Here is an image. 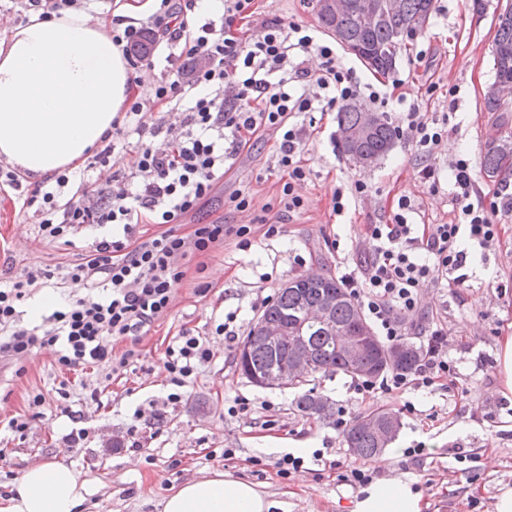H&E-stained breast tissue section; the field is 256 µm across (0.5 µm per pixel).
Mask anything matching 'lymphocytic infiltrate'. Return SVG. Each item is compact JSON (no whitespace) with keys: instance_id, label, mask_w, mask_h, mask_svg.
Masks as SVG:
<instances>
[{"instance_id":"obj_1","label":"lymphocytic infiltrate","mask_w":512,"mask_h":512,"mask_svg":"<svg viewBox=\"0 0 512 512\" xmlns=\"http://www.w3.org/2000/svg\"><path fill=\"white\" fill-rule=\"evenodd\" d=\"M158 2L146 20L113 29V41L128 47L149 31L179 45L195 67L187 84L172 74L161 75L134 94L124 116L113 121L112 139L96 153L95 162L110 166L117 142L137 135L128 176L69 196L68 174H55L53 184L28 191L15 171L0 170V188L15 191L21 209L36 216L43 238H63L83 224L116 228L112 239L97 242L83 262L66 268L65 277L86 281L89 291L54 311L48 327L22 325L19 306L33 287L52 280L50 271L30 268L0 285V360L48 346L62 367L100 364L115 373L124 370L135 362L137 351L113 356L106 337L146 334L170 308L185 276L183 259L191 252L210 251L231 232L221 224H198L186 236L164 232L140 242L135 238L137 225L180 223L223 179L229 152L268 130L279 136L278 163L288 175L278 207L285 213L301 209L303 199L296 187L307 177L301 161L306 126L298 122V115L324 113L336 103L364 95L379 98L378 92H365L352 71L340 65L335 45L305 26L272 23L247 40L237 38L234 26L249 18L253 0H224L217 20L195 14L196 0H185L179 7L172 0ZM313 53L321 63L312 73L304 62ZM179 105L185 108L179 126L162 120L148 130L141 126L145 110ZM406 120L411 141L423 156L432 155L448 134L447 120L414 111ZM161 132L170 138L171 151L161 153L151 146V137ZM449 170L452 199L459 209L457 223H411L408 215L414 207L409 198H399L393 223L365 227L370 259L343 276L351 296L387 342L402 340L408 321L420 316L426 288L467 281L468 245L494 247L502 230L497 217L512 211V200L492 209L473 203L477 187L467 160L450 163ZM231 233L238 237L239 248H250L249 226ZM212 359L207 337L189 329L175 336L165 350L174 387L168 403L179 402L182 388ZM454 371L447 333L438 325L426 330L421 360L412 371L391 373L377 383L361 381L355 392L366 399L427 388Z\"/></svg>"}]
</instances>
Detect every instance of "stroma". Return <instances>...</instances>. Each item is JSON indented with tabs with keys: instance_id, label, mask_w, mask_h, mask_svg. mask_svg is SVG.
I'll return each mask as SVG.
<instances>
[{
	"instance_id": "35a3bbf8",
	"label": "stroma",
	"mask_w": 512,
	"mask_h": 512,
	"mask_svg": "<svg viewBox=\"0 0 512 512\" xmlns=\"http://www.w3.org/2000/svg\"><path fill=\"white\" fill-rule=\"evenodd\" d=\"M505 0H434L427 29L402 48L394 72L374 75L346 49L338 54L357 80L380 98L372 111L385 113L400 126L409 109L430 117L449 114L447 138L431 158L418 155L407 136L368 170L349 162L337 147L336 112L325 113L302 154L309 174L300 193L303 207L277 218L268 206L280 189L279 139L265 132L253 146L226 163V174L196 214L175 225L177 234L197 222H217L251 229L252 246L240 250L235 235L209 252L184 259L186 277L170 309L144 336L112 341L113 355L130 347L139 358L127 370L106 375L100 369L65 370L54 352L40 349L8 365L0 377V497L33 462L74 466L98 491L87 512H161V502L182 482L220 469L260 485L276 512H349L357 493L343 476L363 466L375 478L403 476L414 480L428 505L426 512H492L500 485L512 484V399L501 393L497 354L503 337L512 335V214H502L504 232L492 250L472 253L469 279L455 288L426 289L423 305L428 323L448 332V358L456 370L443 384L381 394L358 402L354 381L340 373L312 377L311 388L333 407L352 406L357 414L385 408L396 414L400 429L384 452L371 459L353 455L344 429L335 418L304 416L294 404V390L262 389L242 376L237 348L214 335L225 314L237 315L240 337H247L260 316L266 296L277 295L289 279L312 271L340 277L343 264H361L370 256L362 229L393 221L399 196H408L417 224H449L458 210L449 195L451 161L468 160L483 204L498 194L512 195L507 185L490 182L481 159L497 132L484 107V92L494 80L491 41ZM257 10L242 33L249 36L271 23L318 28L316 0H256ZM436 167L441 188L431 191L420 171ZM359 179L367 192L351 199L342 215L330 207L334 190ZM250 196L245 211L230 205L236 193ZM279 220L280 235L265 237L264 223ZM108 224H86L67 240L48 241L38 234L31 214L20 211L13 193L0 191V275L30 267L60 272L81 262L93 244L111 238ZM303 263H296L295 255ZM206 292H198L200 282ZM190 329L210 337L212 362L184 389L181 403L170 404V374L164 364L169 341ZM42 394L44 403L29 402ZM249 399L250 411L234 416V398ZM29 419L24 433L11 432L8 421ZM310 446L300 472L284 478L277 459L294 443ZM422 447L420 456L407 449ZM231 457H223L224 449ZM475 454L465 468L462 455Z\"/></svg>"
}]
</instances>
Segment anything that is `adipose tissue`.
I'll return each mask as SVG.
<instances>
[{
  "label": "adipose tissue",
  "mask_w": 512,
  "mask_h": 512,
  "mask_svg": "<svg viewBox=\"0 0 512 512\" xmlns=\"http://www.w3.org/2000/svg\"><path fill=\"white\" fill-rule=\"evenodd\" d=\"M132 82L112 24L80 11L31 16L0 41V158L38 180L82 165L112 131ZM96 486L61 462L23 469L0 512H83ZM256 484L220 470L183 482L162 512H274ZM411 479L370 483L350 512H423Z\"/></svg>",
  "instance_id": "adipose-tissue-1"
}]
</instances>
